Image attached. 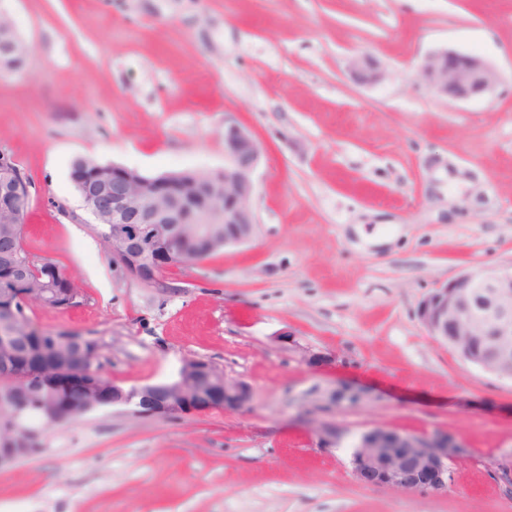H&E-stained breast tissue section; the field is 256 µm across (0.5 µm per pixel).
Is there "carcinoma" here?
<instances>
[{
    "label": "carcinoma",
    "mask_w": 512,
    "mask_h": 512,
    "mask_svg": "<svg viewBox=\"0 0 512 512\" xmlns=\"http://www.w3.org/2000/svg\"><path fill=\"white\" fill-rule=\"evenodd\" d=\"M0 22L10 31L9 36H0V72H16L24 64L26 43L9 18L3 16ZM0 160L3 161L0 167V267L7 271L0 277V330L7 331L5 335L0 334V358L10 357L12 362L20 363L27 353L42 350L34 355L36 370L29 382L33 390L31 404L18 408L8 391L0 393V454L19 447V439L26 437L33 445L32 455L36 456L48 451L47 438L63 427L61 423L48 420L42 412L44 407L53 409L68 394L67 388L59 385L61 376L56 373V367L69 360L82 369L94 366L100 370L106 361V345L92 332L43 329L28 315L26 308L31 302L52 310H68L83 304L85 293L78 289L77 299L59 294L55 282L61 273L59 265L37 257L26 247L23 224L31 195L27 193L16 163L6 156ZM72 166L92 167L99 173V183L77 188L75 192L87 211H97L95 227L107 258L131 251L135 245L127 243V239L133 238L134 225L114 224L112 210L98 208L100 193L110 190L111 165L80 157ZM175 178L189 203L197 208L196 223L172 226V231L176 232L174 264L180 267L193 261L195 246L202 244L212 229L207 202L220 175L185 170L176 173ZM139 407L143 411L167 410L169 403L165 395L157 392L139 400Z\"/></svg>",
    "instance_id": "cac0c4a2"
}]
</instances>
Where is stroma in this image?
Listing matches in <instances>:
<instances>
[{"mask_svg":"<svg viewBox=\"0 0 512 512\" xmlns=\"http://www.w3.org/2000/svg\"><path fill=\"white\" fill-rule=\"evenodd\" d=\"M29 46L0 73V150L32 183L24 226L84 305H32L41 326L94 332L130 388L184 359L248 381V408L131 413L65 425L0 468V512H512V379L430 336L419 301L459 273L512 266V0H0ZM482 56L493 93L438 97L428 53ZM385 77L361 86L360 56ZM250 131L256 232L163 295L118 281L69 174L75 158L145 173L223 169L224 123ZM62 208H54V201ZM372 393L336 419L452 432L446 492L367 487L346 448L297 420L309 391ZM352 80L362 86L379 83L383 77L378 63L367 56L357 57L350 61L348 67Z\"/></svg>","mask_w":512,"mask_h":512,"instance_id":"obj_1","label":"stroma"}]
</instances>
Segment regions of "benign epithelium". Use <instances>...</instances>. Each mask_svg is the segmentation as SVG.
I'll return each instance as SVG.
<instances>
[{"instance_id":"1","label":"benign epithelium","mask_w":512,"mask_h":512,"mask_svg":"<svg viewBox=\"0 0 512 512\" xmlns=\"http://www.w3.org/2000/svg\"><path fill=\"white\" fill-rule=\"evenodd\" d=\"M352 80L362 86L379 83L383 77L378 63L367 56L350 61ZM420 78L438 96L466 101L490 94L497 73L480 55L441 49L423 57L418 66ZM224 154L228 164L224 175L223 209L213 214L215 223L224 225V239L212 244L222 248L249 242L254 236L256 218L250 205L254 191L252 175L260 160L259 148L251 134L240 125L224 124ZM112 207V223L193 224V211L182 201L179 183L172 179H145L140 171L112 165V196L102 199ZM168 237L160 233L158 245L146 255L130 258L135 265H156L162 271L172 264ZM417 317L429 335L453 347L457 354L479 369L485 359L496 361L495 374L512 378V268L485 267L464 271L456 278L430 291L418 304ZM180 378L166 386L169 400L179 395L200 406L213 399L226 410H242L251 401V387L243 379L222 374L216 365L201 358H187ZM4 378L12 385V396L27 388L23 367L10 366ZM154 389L146 385L134 393L117 383L82 391L65 403L67 409L92 411L114 405H127L136 394ZM313 403L332 414L346 407L363 405L370 397L365 387L338 381L328 389L316 388ZM316 444L338 445L346 429L331 419L308 420ZM465 444L448 432H402L384 425H371L361 433L352 454L354 476L362 483L385 489L433 495L448 490L450 465L464 457Z\"/></svg>"}]
</instances>
